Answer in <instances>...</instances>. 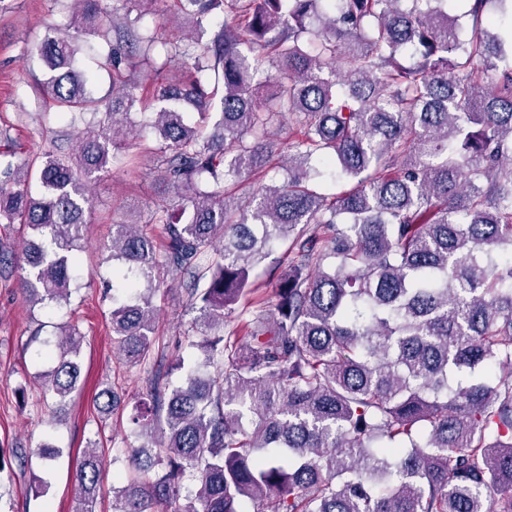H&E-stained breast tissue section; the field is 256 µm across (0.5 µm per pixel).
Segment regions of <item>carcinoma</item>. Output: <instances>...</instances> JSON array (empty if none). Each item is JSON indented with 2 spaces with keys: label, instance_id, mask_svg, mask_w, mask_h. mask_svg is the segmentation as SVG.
Here are the masks:
<instances>
[{
  "label": "carcinoma",
  "instance_id": "obj_1",
  "mask_svg": "<svg viewBox=\"0 0 512 512\" xmlns=\"http://www.w3.org/2000/svg\"><path fill=\"white\" fill-rule=\"evenodd\" d=\"M70 2L118 32L112 103L73 69L76 37L42 42L52 100L88 127L68 157L0 170V223L35 236L23 290L68 303L90 184L142 125L160 140L162 245L112 225V345L150 361L168 280L198 311L182 336L201 357L176 360V387L151 368L130 418L151 446L127 448L112 512H512V26L495 30L512 0H173L178 38L145 22L148 0L110 22ZM157 54L145 104L135 69ZM327 169L353 186L320 192ZM279 247L271 300L254 271ZM82 341L60 328L43 398L79 389ZM105 465L83 452L76 512H94Z\"/></svg>",
  "mask_w": 512,
  "mask_h": 512
}]
</instances>
